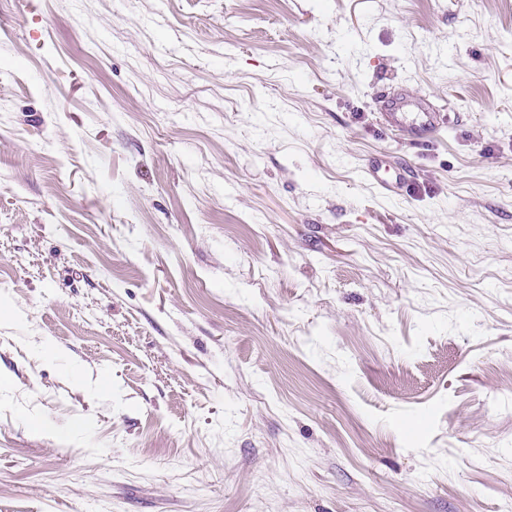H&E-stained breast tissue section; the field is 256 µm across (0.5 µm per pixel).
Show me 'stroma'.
Instances as JSON below:
<instances>
[{"label": "stroma", "instance_id": "obj_1", "mask_svg": "<svg viewBox=\"0 0 512 512\" xmlns=\"http://www.w3.org/2000/svg\"><path fill=\"white\" fill-rule=\"evenodd\" d=\"M0 279V512H503L512 0H0ZM380 120L412 144H422L443 125L451 122V113L437 112L421 94L403 93L381 101Z\"/></svg>", "mask_w": 512, "mask_h": 512}]
</instances>
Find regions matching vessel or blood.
Masks as SVG:
<instances>
[{"instance_id": "1", "label": "vessel or blood", "mask_w": 512, "mask_h": 512, "mask_svg": "<svg viewBox=\"0 0 512 512\" xmlns=\"http://www.w3.org/2000/svg\"><path fill=\"white\" fill-rule=\"evenodd\" d=\"M380 120L408 142L422 144L440 127L450 123L451 116L437 111L424 95L403 93L382 100Z\"/></svg>"}]
</instances>
